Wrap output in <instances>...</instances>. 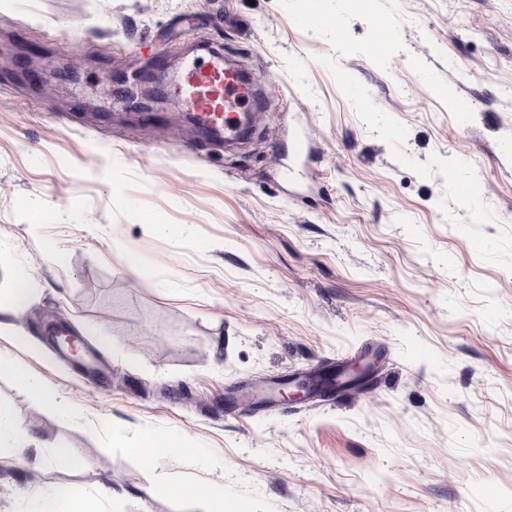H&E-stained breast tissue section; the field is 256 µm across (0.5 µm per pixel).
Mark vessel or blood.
<instances>
[{
	"label": "vessel or blood",
	"instance_id": "b4317fda",
	"mask_svg": "<svg viewBox=\"0 0 512 512\" xmlns=\"http://www.w3.org/2000/svg\"><path fill=\"white\" fill-rule=\"evenodd\" d=\"M170 90L186 105L198 127L228 138L250 126L259 100L256 86L238 68L228 66L220 51L185 65Z\"/></svg>",
	"mask_w": 512,
	"mask_h": 512
}]
</instances>
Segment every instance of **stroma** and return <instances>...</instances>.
Here are the masks:
<instances>
[{
	"label": "stroma",
	"instance_id": "obj_1",
	"mask_svg": "<svg viewBox=\"0 0 512 512\" xmlns=\"http://www.w3.org/2000/svg\"><path fill=\"white\" fill-rule=\"evenodd\" d=\"M304 3L0 0V291L41 286L0 319V403L40 441L0 466V512L62 485L103 512H512V0H328L316 31ZM202 44L259 89L234 148L165 89L151 117L125 106ZM354 360L378 367L334 397L227 407ZM150 430L182 450L149 465ZM54 446L69 465L43 464ZM129 263L136 274L144 279L154 282L157 288L168 294H177L181 292L182 286L179 282L169 278H161L153 267L145 264L133 251H128ZM17 374L21 382L23 393L26 396L40 400L49 408L64 411L62 406L57 403L54 392L46 380L25 373L20 369L17 370ZM158 490L175 498L193 497L197 499H208L212 495L211 487L208 484L173 485L164 480H160Z\"/></svg>",
	"mask_w": 512,
	"mask_h": 512
}]
</instances>
